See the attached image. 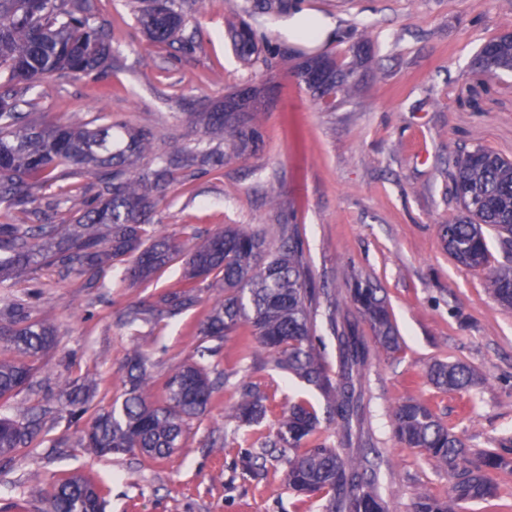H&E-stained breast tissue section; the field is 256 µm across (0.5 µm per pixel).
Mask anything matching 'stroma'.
<instances>
[{"mask_svg":"<svg viewBox=\"0 0 512 512\" xmlns=\"http://www.w3.org/2000/svg\"><path fill=\"white\" fill-rule=\"evenodd\" d=\"M242 2L187 0L183 34L195 41L187 51L178 43L152 45L136 23L134 0H95V21L111 33L107 77H45L25 94L31 118L78 112L89 121L152 129L155 151L165 156L222 154L220 165L178 170L151 217L153 234L192 245L237 224L274 244L281 225L292 224L313 282L342 309L351 307L352 278L379 286L402 344L366 367L363 420L352 447L379 449L389 512H413L420 493L447 489L448 476L395 436L390 413L398 402L428 404L477 451L512 439V308L488 293V269L455 264L440 237L441 224L459 211L455 158L480 146L512 160V75L488 79L470 67L483 43L512 33V0H293L289 12L247 15ZM295 12L330 19L333 29L313 47L293 41L281 27ZM242 17L277 47L272 68L236 56L228 30ZM362 43L370 48L365 60L357 51ZM321 54L354 71L352 91L332 107L318 104L296 76L300 62ZM235 87L268 94L254 111L263 140L241 157L229 155L223 138L186 122L189 111L223 106ZM183 273L177 258L132 287L119 284L109 266L93 286L56 268L0 282V302L41 283L35 313L61 336L30 387L0 409L15 417L35 409L45 433L32 456L0 471V512H34V470L47 484L73 473L108 484L105 512H320L315 501L289 491L278 449L257 439L272 433L288 397L316 404L322 398L285 378L256 340L236 332L212 359L226 384L170 458L98 457L79 447L82 427L68 422L58 398L64 380L97 382V413L122 399V365L132 347L147 354L159 380L198 360L196 328L215 303L211 288L178 317L127 322L130 308L155 303ZM438 361L468 365L481 384L468 394L435 388L427 371ZM243 379L260 389L267 407L261 425L244 434L224 423V406ZM61 437L68 447H56Z\"/></svg>","mask_w":512,"mask_h":512,"instance_id":"obj_1","label":"stroma"}]
</instances>
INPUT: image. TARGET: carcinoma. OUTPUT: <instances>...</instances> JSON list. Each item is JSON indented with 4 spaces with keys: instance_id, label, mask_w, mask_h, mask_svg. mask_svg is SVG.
I'll list each match as a JSON object with an SVG mask.
<instances>
[{
    "instance_id": "obj_1",
    "label": "carcinoma",
    "mask_w": 512,
    "mask_h": 512,
    "mask_svg": "<svg viewBox=\"0 0 512 512\" xmlns=\"http://www.w3.org/2000/svg\"><path fill=\"white\" fill-rule=\"evenodd\" d=\"M244 6L265 12L289 7L288 0H245ZM93 0H0V208L22 218L0 223V280L14 274H35L58 267L93 282L100 269L122 264L121 280L130 285L162 271L174 258L186 254L188 278L206 279L219 298L198 324L201 341L221 342L245 326L250 336L272 356L274 367L295 375L325 398L323 413L306 399H288L276 422L272 439L281 449L278 461L285 469L288 488L298 495H314L322 512H387L380 485V452L358 454L346 448L305 442L321 424L336 428L343 440L359 424L362 370L368 360L400 351L399 332L384 298L368 282L349 289L358 317L374 333L373 343L360 336L357 326L338 330L339 306L325 312L339 345V364L327 361L325 344L316 335L324 289L308 279L303 243L285 229L272 248L264 235L227 225L212 232L192 249L175 235L149 234L150 218L175 179L176 170L213 160L208 153H190L169 160L154 152L152 131L124 123L94 124L75 113L65 121L38 125L19 111L15 87L34 89L43 78L58 72L103 74L112 57L110 37L94 22ZM138 22L156 45L180 40L183 15L180 0H152L138 10ZM239 58L252 63L261 58L270 67L276 52L261 49L254 30L242 23L229 29ZM325 79L309 77L307 63L298 75L314 99L332 104L352 88L353 72L331 57L313 58ZM477 73L492 78L512 74V34L485 42L470 63ZM192 124L224 137L236 156L262 141L261 128L250 112H190ZM89 174L94 194L68 183ZM453 194L457 215L441 225L440 236L448 256L468 268H484L489 248L484 228L497 231L501 243L512 246V161L476 147L455 164ZM44 201V209L33 207ZM64 214L69 224H55ZM488 290L497 302L512 306V267L490 272ZM199 301L197 286L187 283L164 293L157 304L129 313L128 323L157 316L175 317ZM16 350L21 359H0V400L16 396L30 381L35 363L58 344L57 326L34 315L28 299L18 298L0 310V344ZM200 360L174 369L155 399V380L148 358L140 349L127 352L123 369L128 389L120 405L96 414L79 439V446L99 456L140 451L167 459L182 447L188 421L204 416L217 381L210 366ZM430 383L444 391L467 392L475 374L461 363L437 362L427 373ZM238 399L224 405V418L240 425L259 423L266 415L265 397L250 381L238 384ZM63 410L73 422L89 410L90 399L60 390ZM395 435L407 447L432 459L448 473V491L442 496L423 492L414 512H463L464 506L495 498V475L512 470V448L475 453L425 403L406 400L391 410ZM39 424L35 416L17 419L0 414V461L30 455L37 447ZM105 487L83 475L63 477L41 494L39 512H102Z\"/></svg>"
}]
</instances>
